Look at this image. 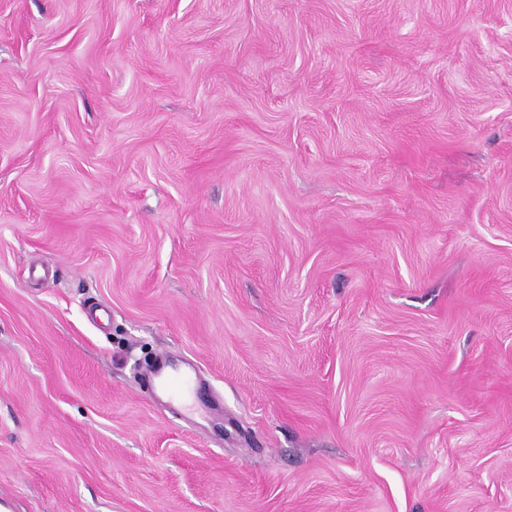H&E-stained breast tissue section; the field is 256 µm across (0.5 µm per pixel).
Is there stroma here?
<instances>
[{
    "label": "stroma",
    "instance_id": "1",
    "mask_svg": "<svg viewBox=\"0 0 512 512\" xmlns=\"http://www.w3.org/2000/svg\"><path fill=\"white\" fill-rule=\"evenodd\" d=\"M0 512H512V0H0ZM150 376L159 381L158 389L162 395L180 397L192 389L193 378L174 369L167 361H160L149 369Z\"/></svg>",
    "mask_w": 512,
    "mask_h": 512
}]
</instances>
